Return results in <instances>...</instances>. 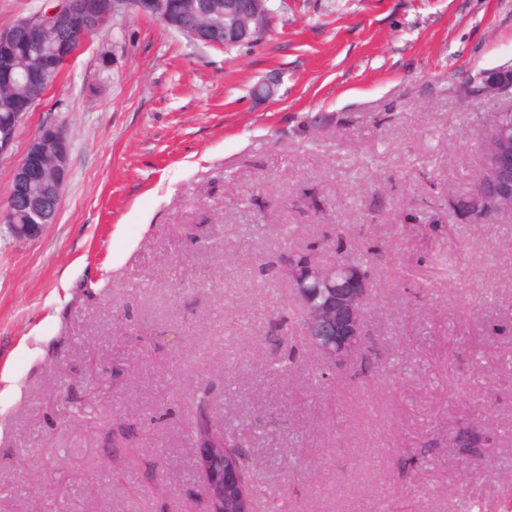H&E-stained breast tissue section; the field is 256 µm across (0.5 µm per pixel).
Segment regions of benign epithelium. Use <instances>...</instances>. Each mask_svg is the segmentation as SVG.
<instances>
[{
  "instance_id": "1",
  "label": "benign epithelium",
  "mask_w": 512,
  "mask_h": 512,
  "mask_svg": "<svg viewBox=\"0 0 512 512\" xmlns=\"http://www.w3.org/2000/svg\"><path fill=\"white\" fill-rule=\"evenodd\" d=\"M203 24H188L186 12H178L168 0H112L101 13L88 14L81 0H63L57 8L43 7L0 30V45L17 39L34 51L42 50L52 34L66 29L97 28L114 17L133 11L150 16L189 39L209 46L224 36L229 49L258 40L270 17V0H194ZM84 47L67 38L55 42L53 52L25 67L19 78L28 93L14 100L11 119L0 123V160L11 152L16 132L27 114L55 83L56 69L72 60ZM465 93L474 100L512 98V66L481 71L468 81ZM53 123L44 125L30 140L25 155L13 166L6 201L0 206V223L19 241L38 239L54 222L69 174V149ZM485 159L483 192L489 209L482 221L512 216V125L494 128L483 140ZM294 296L305 312L303 333L311 346L332 368L341 371L357 357L366 336L372 282L350 262H314L291 275ZM198 467L205 490L207 512H224V488L238 493L241 512H253L247 498V478L237 466L225 465L235 449L197 442Z\"/></svg>"
}]
</instances>
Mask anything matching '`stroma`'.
<instances>
[{
	"mask_svg": "<svg viewBox=\"0 0 512 512\" xmlns=\"http://www.w3.org/2000/svg\"><path fill=\"white\" fill-rule=\"evenodd\" d=\"M266 35L209 47L127 13L85 44L20 126L63 124L69 175L34 241L0 233V512H206L184 433L210 411L290 512H512V217L435 214L468 195L512 99L461 92L512 64V0H273ZM276 83L273 97L252 89ZM424 230L376 265L379 368L329 396L300 328L273 335L283 280L258 265L345 225L359 247ZM211 239L201 248L194 235ZM454 250L457 276L435 264ZM297 368L267 364L288 348ZM478 460L448 446L472 424ZM420 446L411 480L401 450Z\"/></svg>",
	"mask_w": 512,
	"mask_h": 512,
	"instance_id": "1",
	"label": "stroma"
}]
</instances>
